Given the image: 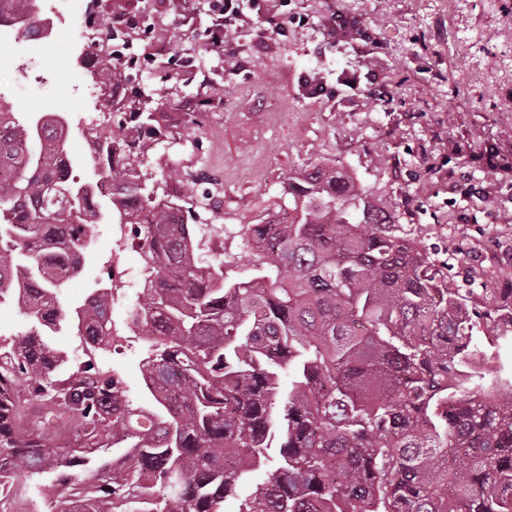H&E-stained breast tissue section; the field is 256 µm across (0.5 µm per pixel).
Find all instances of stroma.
Wrapping results in <instances>:
<instances>
[{
    "instance_id": "stroma-1",
    "label": "stroma",
    "mask_w": 512,
    "mask_h": 512,
    "mask_svg": "<svg viewBox=\"0 0 512 512\" xmlns=\"http://www.w3.org/2000/svg\"><path fill=\"white\" fill-rule=\"evenodd\" d=\"M81 3L89 29L108 15L145 20L136 43L149 55L113 85L115 120L138 94L151 111L201 116L193 134L173 127L151 141L142 166L153 175L148 192L200 225L202 248L224 228L226 260L250 269L242 226L277 216L289 179L323 162L352 173L392 213L397 235L445 265L449 285L470 300L512 291V0H263L260 8L284 15L283 28L247 9L220 55L204 49L213 19L202 0L183 18L158 0ZM335 12L377 42L378 53L366 57L356 43L332 38L325 21ZM78 39L77 29H58L48 84L0 71L17 111L59 94L78 109L94 105ZM315 74L327 93H311ZM346 74L357 78L356 89L339 88ZM383 88L392 95L386 103L377 99ZM96 203L101 219L82 273L63 293L75 306L106 277L112 199ZM125 337L92 359L139 402L147 396L146 344L133 331ZM53 478L50 469L35 475L15 466L0 512H28L33 485Z\"/></svg>"
}]
</instances>
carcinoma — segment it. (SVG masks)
<instances>
[{"instance_id": "1", "label": "carcinoma", "mask_w": 512, "mask_h": 512, "mask_svg": "<svg viewBox=\"0 0 512 512\" xmlns=\"http://www.w3.org/2000/svg\"><path fill=\"white\" fill-rule=\"evenodd\" d=\"M90 76L113 84L110 54ZM135 105L99 165L120 223L144 240L148 280L130 318L148 343V405L117 403L121 377L90 360L57 374L66 357L43 329L68 319L112 347L113 292L64 308L91 237L90 191L69 180L66 122L0 108V301L32 323L0 338V496L15 462L35 474L50 463L59 477L43 512H224L243 475L273 460L236 512H512V366L499 351L512 298L469 305L352 175L324 165L289 181L285 218L243 226L252 273L234 274L120 163L167 117ZM61 427L78 446L52 459ZM122 443L125 461L104 459Z\"/></svg>"}]
</instances>
